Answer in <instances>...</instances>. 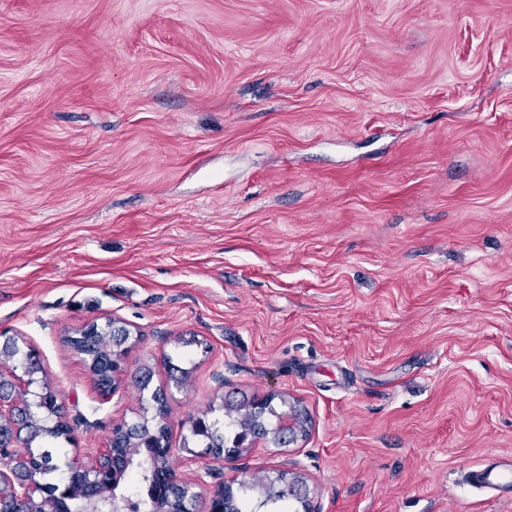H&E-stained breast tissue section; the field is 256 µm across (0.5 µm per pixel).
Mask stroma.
I'll use <instances>...</instances> for the list:
<instances>
[{
    "mask_svg": "<svg viewBox=\"0 0 512 512\" xmlns=\"http://www.w3.org/2000/svg\"><path fill=\"white\" fill-rule=\"evenodd\" d=\"M126 323L100 396L68 339ZM61 469L166 394L171 465L320 512H512V0H0V344ZM308 439L187 453L225 401ZM300 406L297 401H288V411L278 416L275 428L264 436L271 433V440L274 443L288 444V446L305 440L309 435L310 427H308L307 418L299 408ZM468 476L477 488L497 494H512V459L474 466L469 469ZM265 484L258 486V492L261 495L266 496L268 493L274 491L275 484H279L280 487L276 492L285 493L288 497L294 498L303 507L304 512H320L316 505H314V492L310 488L306 479L298 472L293 471H282L278 472L274 477L268 476L263 479Z\"/></svg>",
    "mask_w": 512,
    "mask_h": 512,
    "instance_id": "1",
    "label": "stroma"
}]
</instances>
